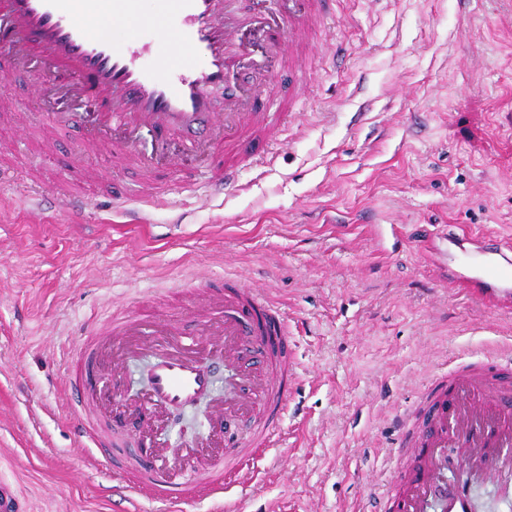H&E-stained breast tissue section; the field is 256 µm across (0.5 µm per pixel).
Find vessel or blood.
Segmentation results:
<instances>
[{
  "mask_svg": "<svg viewBox=\"0 0 512 512\" xmlns=\"http://www.w3.org/2000/svg\"><path fill=\"white\" fill-rule=\"evenodd\" d=\"M254 0L243 18L226 0H0V45L15 69L66 72L65 94L93 99L96 113L56 112L55 128L79 127L87 148L109 153L145 183L180 172L183 156H206L209 193L235 187L255 151L273 141L285 112L305 98L306 51L327 21L324 0ZM290 73L288 95L257 101L255 83ZM224 92L216 105L213 90ZM451 279L496 312L512 311V246L498 241L455 256ZM197 346L184 322H155L136 308L86 322L66 378L82 437L125 485V498L170 504L223 492L242 459L277 436L288 406L296 353L288 322L261 291L238 282L199 289ZM118 363L149 358L147 389L131 396L119 372L100 373L105 341ZM224 363V394H213L210 360ZM211 402L209 431L195 447L170 453L169 414ZM248 431L224 454L227 422ZM398 468L383 485L386 512H470L471 480H494L512 454V358L484 355L435 376L415 410L398 421Z\"/></svg>",
  "mask_w": 512,
  "mask_h": 512,
  "instance_id": "vessel-or-blood-1",
  "label": "vessel or blood"
}]
</instances>
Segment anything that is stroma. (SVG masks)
Wrapping results in <instances>:
<instances>
[{
	"label": "stroma",
	"instance_id": "35a3bbf8",
	"mask_svg": "<svg viewBox=\"0 0 512 512\" xmlns=\"http://www.w3.org/2000/svg\"><path fill=\"white\" fill-rule=\"evenodd\" d=\"M341 55H334V48ZM308 94L274 159L208 195L207 174L170 203L55 112L94 101L42 96L15 72L0 113V478L25 512H116L111 470L77 431L64 389L87 319L149 304L188 307L198 282L245 279L288 321L297 365L282 439L223 499L140 512H378L399 413L437 370L512 352V313L464 293L425 250L450 226L512 243V0H333L310 44ZM36 182L41 213L20 187ZM146 208L128 224L112 204ZM96 208L65 213L68 192ZM473 512H512V468L470 490Z\"/></svg>",
	"mask_w": 512,
	"mask_h": 512
}]
</instances>
